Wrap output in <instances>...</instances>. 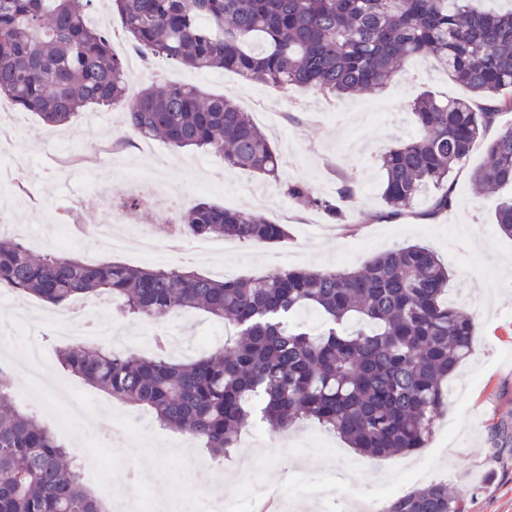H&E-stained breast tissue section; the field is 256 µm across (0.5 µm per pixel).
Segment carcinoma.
Listing matches in <instances>:
<instances>
[{
  "label": "carcinoma",
  "mask_w": 512,
  "mask_h": 512,
  "mask_svg": "<svg viewBox=\"0 0 512 512\" xmlns=\"http://www.w3.org/2000/svg\"><path fill=\"white\" fill-rule=\"evenodd\" d=\"M94 0H0V97L62 125L79 111L125 112L130 131L177 149L209 150L230 168L272 179L294 202L350 229L354 189L332 197L280 179L267 135L234 102L199 88L163 84L128 93L123 60L108 32L86 24ZM146 60L197 70H234L275 88L311 89L331 102L390 84L413 58L435 60L452 81L485 101L410 104L419 127L382 156L386 216L411 212L433 189L428 216L452 207V172L498 115L512 112V11L471 0H112ZM479 191L512 183V127L499 130L474 170ZM493 222L512 238V198ZM182 232L242 243L285 240L286 224L256 212L200 201ZM450 273L437 255L407 245L352 270L280 269L217 280L175 266L88 264L64 253L35 255L0 239V288L55 307L107 293L116 315L157 321L199 310L224 321V345L188 361L163 350L139 353L75 343L59 362L125 403L149 407L162 427L227 457L253 422L271 432L308 418L350 447L384 458L425 447L448 407L446 382L473 353L471 313L443 300ZM311 312L316 324L298 319ZM0 379V512H106L87 492L78 464L38 416ZM467 494L431 483L391 497L384 512H466Z\"/></svg>",
  "instance_id": "obj_1"
}]
</instances>
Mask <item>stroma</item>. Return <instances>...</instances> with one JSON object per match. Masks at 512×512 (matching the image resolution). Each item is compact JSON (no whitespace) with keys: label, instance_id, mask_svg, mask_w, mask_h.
Returning <instances> with one entry per match:
<instances>
[{"label":"stroma","instance_id":"stroma-1","mask_svg":"<svg viewBox=\"0 0 512 512\" xmlns=\"http://www.w3.org/2000/svg\"><path fill=\"white\" fill-rule=\"evenodd\" d=\"M160 83L192 85L220 94L249 112L279 153L296 151L297 165L284 166L281 177L334 194L345 180H353L359 212L369 223L351 234L324 236L322 212L294 204L277 184L256 174L226 167L221 156L192 150H176L154 139L153 161H139V136L119 135L109 128L90 126L74 118L59 130L46 127L29 112L11 109L0 99V169L11 181L12 196L0 205V236L27 240L28 229L40 237L36 251L66 249L81 258L109 261L116 256L105 250L87 251L81 229L97 224L140 185L195 183L185 206L201 200L243 210H262L277 224H288L290 237L276 243H238L212 256H198L196 270L216 276L229 267L235 277L250 278L273 270L277 257L294 252V267L352 270L379 252L418 243L431 249L448 267L449 302L471 312L477 323L478 343L471 357L448 380L453 396L448 411L437 422L427 445L420 451L387 458L365 457L339 436L310 421H299L277 434L241 432L227 459H216L196 443L191 453L202 463L203 474L188 475L174 454L182 433L160 428L150 411L122 403L87 385L64 370L51 367L57 381L80 391L91 411L104 416L74 419L65 437L67 445L83 444L79 464L91 472L104 461L112 463L113 498L127 491L121 478L130 455L119 437L110 436L113 422H124L128 434L161 438L171 454L147 460L149 469L170 478L177 493L194 501L196 512H207L215 501V486L231 495L244 484L263 486L267 495L252 504L251 512H341L340 501L316 507L303 496L282 503L280 490L295 478L324 485L334 473L354 471L352 490L386 502L393 493H404L431 481H445L465 489L468 512H512V238L498 233L492 216L499 201L512 196V186L491 193H475L471 175L483 161L486 139H479L464 164L454 170L456 207L448 214L417 222V214L430 209L433 196L416 201L412 215L381 220L384 175L381 156L397 142L417 132L410 102L422 91L432 90L451 98L468 97V90L449 80L433 60L410 62L387 89L337 99L327 104L317 93L291 87L275 90L244 79L229 70H194L167 67L157 74H137L129 79L131 92ZM78 157L89 169L111 168L112 174L96 186L76 174L70 163ZM67 201L73 208L71 230L44 237L47 226L57 224L55 205ZM121 262L139 265L136 244L117 256ZM27 323L13 321V299L0 296V344L10 353H24L28 344L49 336L44 314L49 306L37 298L27 300ZM170 328H185L192 341L184 357L197 356L202 342L220 335L224 325L208 314L189 311L169 320Z\"/></svg>","mask_w":512,"mask_h":512}]
</instances>
